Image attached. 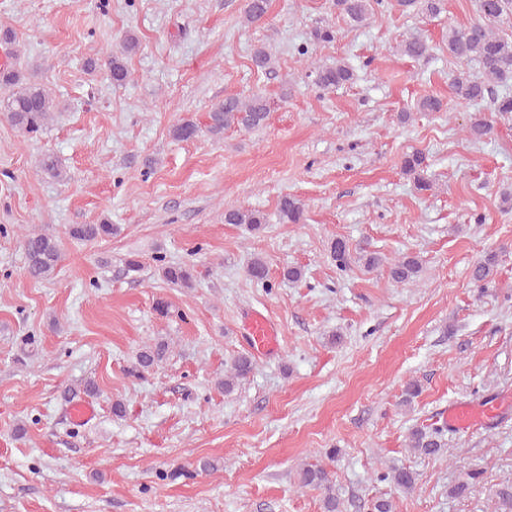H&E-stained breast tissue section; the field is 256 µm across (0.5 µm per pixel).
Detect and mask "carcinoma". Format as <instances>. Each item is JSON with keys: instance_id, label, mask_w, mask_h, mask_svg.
<instances>
[{"instance_id": "cac0c4a2", "label": "carcinoma", "mask_w": 512, "mask_h": 512, "mask_svg": "<svg viewBox=\"0 0 512 512\" xmlns=\"http://www.w3.org/2000/svg\"><path fill=\"white\" fill-rule=\"evenodd\" d=\"M402 10L419 8L431 15H437L444 9L445 0H396ZM379 8L389 6V0H336L340 13L348 18L352 25H362L367 21L372 5ZM478 19L468 25L448 28V54L457 66L464 69L475 63L479 66L482 79L474 80L464 76L455 78L453 88L458 99L465 102L489 100L493 111L512 112V96L499 95L497 87L512 81V39L508 40L498 33L499 27H512V0H475ZM269 0H247L244 19L248 25H260L268 18ZM138 39L125 34L119 50L107 53L102 62L89 61V66L101 68L106 77L114 84L122 85L129 78L124 63L126 56L138 48ZM431 46L419 35H412L401 41L399 52L411 58H421L429 54ZM316 81L324 89L339 87L353 78L351 67L338 62L332 67H316ZM0 85L14 87V91L3 102V112L7 120L24 134L34 137L49 122L55 107L54 98L45 87L21 80L17 71L11 67L0 70ZM269 117L267 102L260 96L249 99L226 97L208 113V121L201 127L192 120H182L172 128V136L179 141H188L206 133L215 139L224 135V130L238 126L245 130L264 127ZM492 130V121L484 113L471 120L467 128L468 136L482 139ZM426 157L420 151L405 155L402 170L414 178L421 192L432 190V182L424 176ZM43 172L60 180H68V174L60 160L54 155H45L40 160ZM279 217L284 224H299L304 217L303 205L299 200L283 197L278 206ZM224 223L249 224L259 230L265 223L264 217L256 211L243 210L233 205L224 207ZM117 228L112 224H75L68 230L74 239L83 241L103 240L112 237ZM21 246L26 257V273L34 280L51 279L62 261L57 240L45 233L31 232L22 236ZM331 256L339 270L344 271L350 263V247L346 241L338 238L331 243ZM496 266V256L488 255L476 262L470 272L471 281L484 285L491 279ZM423 267L419 256L404 253L392 261L388 267L390 278L396 283H414L419 280ZM161 277L173 287H193V274L190 268L180 264L162 265ZM248 276L265 287L268 284V268L259 257L255 258L247 270ZM164 343L146 344L137 354L138 366L145 370L160 362L167 353ZM254 369L253 361L246 355L232 360L224 373L219 386L230 393L240 382L246 380ZM409 448L424 457H434L444 448L443 429L440 427L414 428L409 434ZM381 479L390 481L403 492L413 491L417 485L418 474L408 468L391 466L382 473ZM300 484L321 492L323 512H342V503L336 496L328 472L319 465H310L301 469ZM492 512H512V482L502 485L495 494Z\"/></svg>"}]
</instances>
